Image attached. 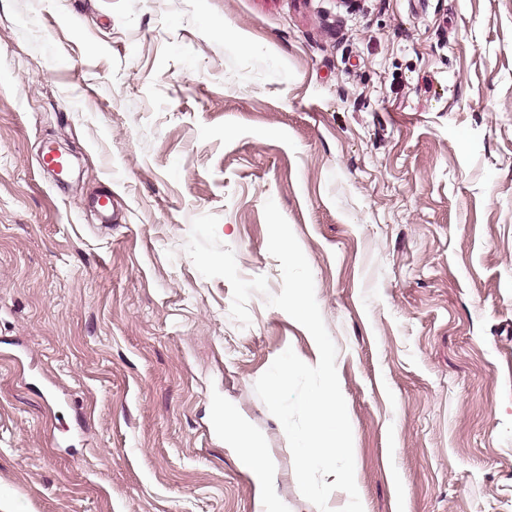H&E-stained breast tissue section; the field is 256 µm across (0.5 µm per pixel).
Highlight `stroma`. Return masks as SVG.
Here are the masks:
<instances>
[{"label": "stroma", "instance_id": "35a3bbf8", "mask_svg": "<svg viewBox=\"0 0 512 512\" xmlns=\"http://www.w3.org/2000/svg\"><path fill=\"white\" fill-rule=\"evenodd\" d=\"M269 200L364 512H512V0H0V512H317L254 389L319 361L266 302ZM204 214L268 281L249 326Z\"/></svg>", "mask_w": 512, "mask_h": 512}]
</instances>
